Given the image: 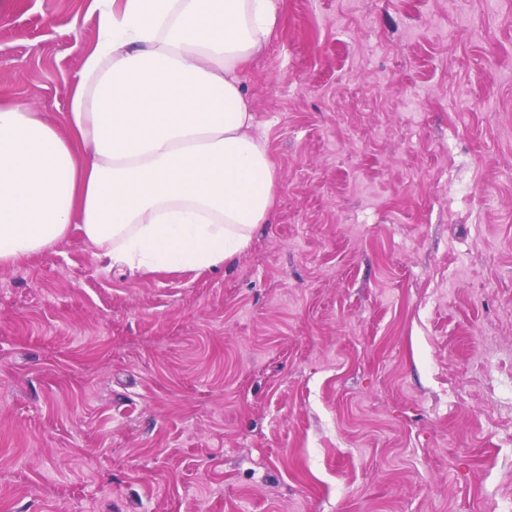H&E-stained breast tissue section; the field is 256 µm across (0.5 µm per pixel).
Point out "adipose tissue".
<instances>
[{"mask_svg": "<svg viewBox=\"0 0 512 512\" xmlns=\"http://www.w3.org/2000/svg\"><path fill=\"white\" fill-rule=\"evenodd\" d=\"M93 7L97 38L63 124L0 95V268L74 227L114 267L231 263L275 205V166L239 72L267 49L279 0Z\"/></svg>", "mask_w": 512, "mask_h": 512, "instance_id": "ef3b65f1", "label": "adipose tissue"}]
</instances>
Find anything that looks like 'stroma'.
I'll return each instance as SVG.
<instances>
[{
  "instance_id": "stroma-1",
  "label": "stroma",
  "mask_w": 512,
  "mask_h": 512,
  "mask_svg": "<svg viewBox=\"0 0 512 512\" xmlns=\"http://www.w3.org/2000/svg\"><path fill=\"white\" fill-rule=\"evenodd\" d=\"M232 264L0 268V512H512V0H282ZM90 0L0 12L62 118Z\"/></svg>"
}]
</instances>
